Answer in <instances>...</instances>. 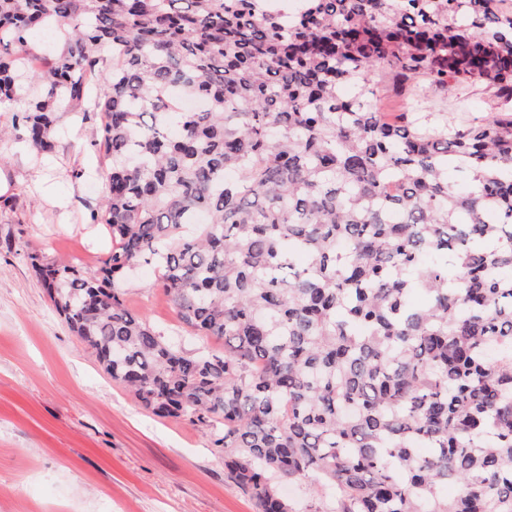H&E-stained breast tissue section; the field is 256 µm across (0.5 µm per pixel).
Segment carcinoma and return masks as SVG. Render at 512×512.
I'll use <instances>...</instances> for the list:
<instances>
[{"instance_id": "obj_1", "label": "carcinoma", "mask_w": 512, "mask_h": 512, "mask_svg": "<svg viewBox=\"0 0 512 512\" xmlns=\"http://www.w3.org/2000/svg\"><path fill=\"white\" fill-rule=\"evenodd\" d=\"M269 2L0 0V105L38 86L14 137L52 152L60 104L93 89L103 117L111 250L32 269L145 409L221 426L258 512H292L276 480L310 473L336 512H512V114L441 125L367 97L389 72L416 99L478 81L511 100L512 9ZM34 30L62 46L16 51ZM141 263L224 351L127 308Z\"/></svg>"}]
</instances>
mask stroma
<instances>
[{"instance_id":"35a3bbf8","label":"stroma","mask_w":512,"mask_h":512,"mask_svg":"<svg viewBox=\"0 0 512 512\" xmlns=\"http://www.w3.org/2000/svg\"><path fill=\"white\" fill-rule=\"evenodd\" d=\"M452 124L498 111L485 84L458 90ZM53 154L0 142V512H257L224 468L212 428L153 415L112 381L56 313L30 264L95 269L111 249L91 223L105 192L92 99L59 108ZM153 266L136 268L125 301L187 350ZM295 512H334L312 474L285 482Z\"/></svg>"}]
</instances>
